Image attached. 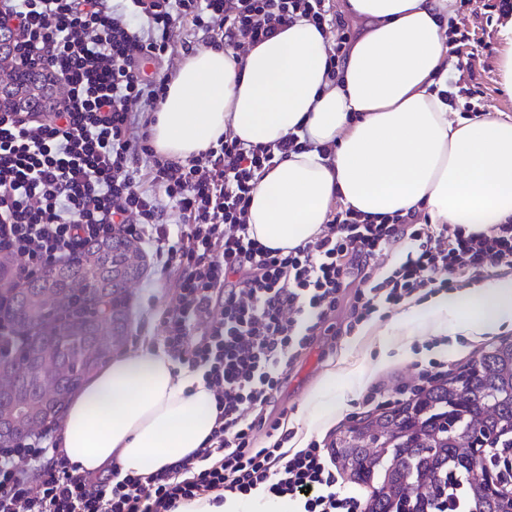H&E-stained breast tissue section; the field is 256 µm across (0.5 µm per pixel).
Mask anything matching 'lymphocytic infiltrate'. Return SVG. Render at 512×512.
Here are the masks:
<instances>
[{"label": "lymphocytic infiltrate", "mask_w": 512, "mask_h": 512, "mask_svg": "<svg viewBox=\"0 0 512 512\" xmlns=\"http://www.w3.org/2000/svg\"><path fill=\"white\" fill-rule=\"evenodd\" d=\"M0 0L33 61L65 78L47 112L0 113V254L25 275L73 258L86 244L134 229L177 289L159 322L172 360L202 370L215 395L205 446L149 474L113 469L77 473L47 428L0 448V512H176L209 492L289 498L298 512H363L345 493L317 442L283 452L255 440L253 411L274 405L297 356L354 288L351 326L406 300L455 288L488 268L512 270V224L447 238L415 212L374 220L334 211L319 237L288 254L250 231L246 214L261 176L305 143L292 134L245 145L232 134L191 159L151 145L150 114L166 98L172 72L147 79L141 62L175 49H245L297 19L332 33L329 63L346 55L349 35L329 0ZM406 240L384 276L382 246Z\"/></svg>", "instance_id": "obj_1"}]
</instances>
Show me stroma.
Wrapping results in <instances>:
<instances>
[{
    "instance_id": "obj_1",
    "label": "stroma",
    "mask_w": 512,
    "mask_h": 512,
    "mask_svg": "<svg viewBox=\"0 0 512 512\" xmlns=\"http://www.w3.org/2000/svg\"><path fill=\"white\" fill-rule=\"evenodd\" d=\"M485 3L480 16H472L464 2L453 17L458 32L467 34V49L474 55L469 101L472 110L480 113L512 116V98L503 92L498 73V31L505 15L499 0ZM174 288L173 276L158 271L150 253H143L141 275L127 294L131 326L123 331L121 352L157 343L160 326L156 313L170 301ZM353 296V289L345 290L333 331L317 337L301 354L277 404L265 413L267 422L281 421L291 432L288 451L303 448L311 441L331 450L341 431L357 425L367 414L394 406V390L414 375L415 364L436 359L454 369L490 345L512 340L511 322L478 340L463 326L438 323L426 309L410 326L398 327L393 323L398 313L394 307L350 333L346 322ZM371 389L377 390L376 399L363 403L362 394Z\"/></svg>"
}]
</instances>
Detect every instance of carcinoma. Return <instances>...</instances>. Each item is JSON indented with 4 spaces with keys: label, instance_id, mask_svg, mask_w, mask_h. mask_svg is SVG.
Here are the masks:
<instances>
[{
    "label": "carcinoma",
    "instance_id": "carcinoma-1",
    "mask_svg": "<svg viewBox=\"0 0 512 512\" xmlns=\"http://www.w3.org/2000/svg\"><path fill=\"white\" fill-rule=\"evenodd\" d=\"M140 274L139 250L118 235L88 244L24 287L16 303L19 321L45 338L65 332L68 350H49L15 377L0 378V407H14L22 392L33 404L54 397L63 408L75 382L121 341L123 327L106 318L95 325L72 320L60 331L44 313L90 284L105 288L110 282L123 294ZM476 444L512 448V342L483 351L448 379L367 417L337 439L333 452L355 481L375 487L368 512H394L403 500L411 512H501L481 477Z\"/></svg>",
    "mask_w": 512,
    "mask_h": 512
}]
</instances>
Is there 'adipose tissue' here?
I'll use <instances>...</instances> for the list:
<instances>
[{
  "label": "adipose tissue",
  "mask_w": 512,
  "mask_h": 512,
  "mask_svg": "<svg viewBox=\"0 0 512 512\" xmlns=\"http://www.w3.org/2000/svg\"><path fill=\"white\" fill-rule=\"evenodd\" d=\"M456 0H344L366 28L336 80L327 39L298 19L243 55L189 54L155 114L152 144L187 160L232 131L251 145L295 133L308 150L258 180L248 209L254 236L289 252L317 238L334 204L368 216L424 211L467 233L512 222V117L456 120L439 94L448 48L439 20ZM332 155L322 156V147ZM430 309L481 335L512 322V276H493ZM215 397L197 372L161 351L109 360L64 417L61 446L78 473L115 464L150 474L187 458L210 437Z\"/></svg>",
  "instance_id": "obj_1"
}]
</instances>
